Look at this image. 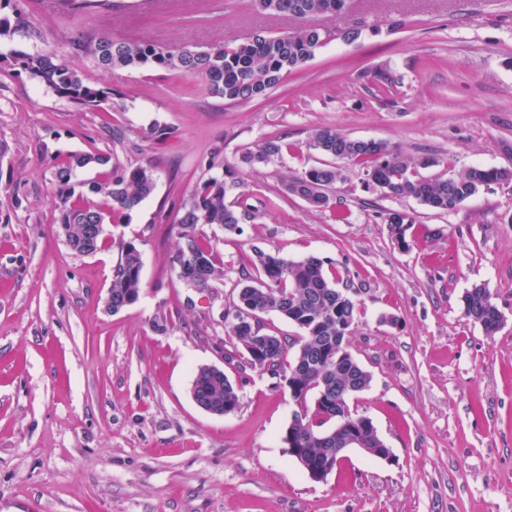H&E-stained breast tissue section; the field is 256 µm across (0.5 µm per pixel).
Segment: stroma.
Wrapping results in <instances>:
<instances>
[{
    "label": "stroma",
    "mask_w": 512,
    "mask_h": 512,
    "mask_svg": "<svg viewBox=\"0 0 512 512\" xmlns=\"http://www.w3.org/2000/svg\"><path fill=\"white\" fill-rule=\"evenodd\" d=\"M49 11L25 0L31 34L0 38V512H512V182L438 212L385 195L349 165L329 207L287 193L282 177L330 163L314 129L383 140L420 175L512 169V0H347L321 18L330 41L261 99L227 103L197 80L153 65L103 72L65 30L197 49L276 35L291 20L254 0H137ZM358 30L355 41L345 31ZM47 49L86 82L111 88L81 109L22 65ZM399 87L378 92L377 75ZM172 129L165 143L154 131ZM280 138L265 164L242 154ZM104 154L154 171L152 195L109 224L143 267L138 301H104L115 247L69 249L57 222L56 172ZM237 179L254 215L238 231L200 227L224 264L210 295L178 277L173 218L196 181ZM411 219L407 247L386 218ZM313 255L359 302L348 338L372 375L349 401L392 461L350 451L322 481L288 456L295 405L277 378L243 366L224 312L254 249ZM488 288L495 335L465 317L463 296ZM236 384L239 407L211 415L192 399L198 367Z\"/></svg>",
    "instance_id": "stroma-1"
}]
</instances>
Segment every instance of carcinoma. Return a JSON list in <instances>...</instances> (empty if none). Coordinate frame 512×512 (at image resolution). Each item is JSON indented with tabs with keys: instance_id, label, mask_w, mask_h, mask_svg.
I'll return each mask as SVG.
<instances>
[{
	"instance_id": "cac0c4a2",
	"label": "carcinoma",
	"mask_w": 512,
	"mask_h": 512,
	"mask_svg": "<svg viewBox=\"0 0 512 512\" xmlns=\"http://www.w3.org/2000/svg\"><path fill=\"white\" fill-rule=\"evenodd\" d=\"M256 6L264 12L302 21L304 25L278 36L259 34L233 48L216 43L204 50L173 49L83 31L75 33L70 43L75 52L90 57L104 72L153 64L197 79L212 97L234 103L251 101L266 96L285 75L300 69L329 40L330 33L312 19L335 13L336 0H256ZM27 29L26 15L18 9L14 10V19L0 18V36ZM23 66L48 88L85 109L98 111L108 99L107 91L85 83L67 59L49 51L25 55ZM310 145L325 155L362 166L368 183L385 194L411 197L440 212L457 211L483 186L512 180L511 169L482 167H470L447 178L417 177L411 172V161L396 147L384 141L350 138L329 127L316 129ZM281 151L280 141L269 139L256 150L243 154L242 163L251 167L264 164ZM92 161L109 166L104 178L88 183V193L101 197L97 204L89 203L82 194L74 195L71 185L76 168ZM56 178L60 200L58 223L69 228L66 242L70 249L86 255L107 245L103 229L91 241H85L86 225L112 223L114 217L140 204L155 189L150 168L129 169L109 155L75 156L56 172ZM342 178V169L325 165L301 177L284 180V186L288 193L321 208L330 205L329 192ZM225 196L224 177L210 176L197 183L176 213L175 223L180 226L175 255L179 277L200 294L211 292L223 271L217 266L213 247L203 242L197 227L216 225L234 232L252 214L247 196L241 194L230 204L225 202ZM409 223L411 219L404 212L388 216L390 234L401 245L406 244ZM118 248L110 281L112 304L135 303L142 285L141 251L132 242H121ZM251 266L256 276L246 278L238 288L228 333L240 341L246 363L255 369L285 379L295 368L307 367L306 375L295 383L304 396L314 394V409L305 418L290 421L282 440L304 449L308 465L334 467L336 459L331 457V449L336 447V435L344 434L336 430L337 404L348 406L350 396L366 390L371 383V374L346 346L358 302L327 277L324 262L316 256L293 261L256 249ZM267 312L286 318L303 335L290 343L280 336L260 332L252 321L242 318L245 313L256 318ZM463 312L489 336L503 322L501 312L482 284L466 291ZM293 347L296 351L288 362V349ZM192 395L200 406L213 413L228 414L239 406L238 391L232 381L224 371L209 366L196 370Z\"/></svg>"
}]
</instances>
